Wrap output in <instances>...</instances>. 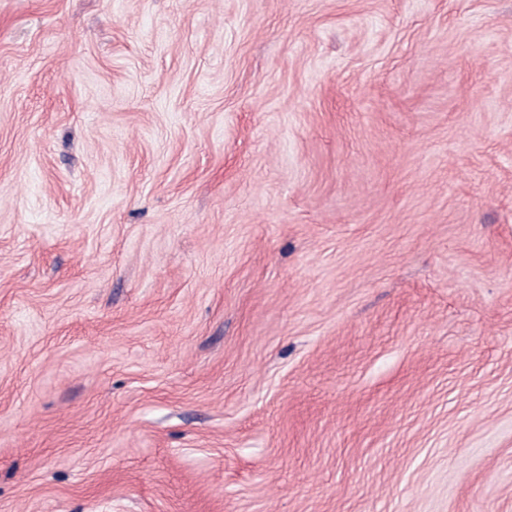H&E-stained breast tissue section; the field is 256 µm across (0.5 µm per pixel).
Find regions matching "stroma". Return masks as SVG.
I'll return each instance as SVG.
<instances>
[{"instance_id": "obj_1", "label": "stroma", "mask_w": 512, "mask_h": 512, "mask_svg": "<svg viewBox=\"0 0 512 512\" xmlns=\"http://www.w3.org/2000/svg\"><path fill=\"white\" fill-rule=\"evenodd\" d=\"M0 512H512V0H0Z\"/></svg>"}]
</instances>
